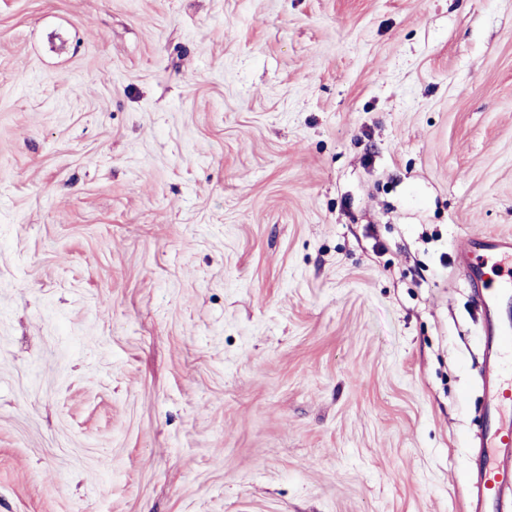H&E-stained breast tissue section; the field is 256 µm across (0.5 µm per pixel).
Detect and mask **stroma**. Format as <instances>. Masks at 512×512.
Listing matches in <instances>:
<instances>
[{"mask_svg": "<svg viewBox=\"0 0 512 512\" xmlns=\"http://www.w3.org/2000/svg\"><path fill=\"white\" fill-rule=\"evenodd\" d=\"M512 236V0H0V512H467Z\"/></svg>", "mask_w": 512, "mask_h": 512, "instance_id": "1", "label": "stroma"}]
</instances>
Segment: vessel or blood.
<instances>
[{"label":"vessel or blood","instance_id":"vessel-or-blood-1","mask_svg":"<svg viewBox=\"0 0 512 512\" xmlns=\"http://www.w3.org/2000/svg\"><path fill=\"white\" fill-rule=\"evenodd\" d=\"M494 252L505 265L496 280L486 272V256ZM457 257L479 291L484 326L483 428L470 512H503L504 495L512 490V323L501 319L498 310L512 301V239L475 236Z\"/></svg>","mask_w":512,"mask_h":512}]
</instances>
